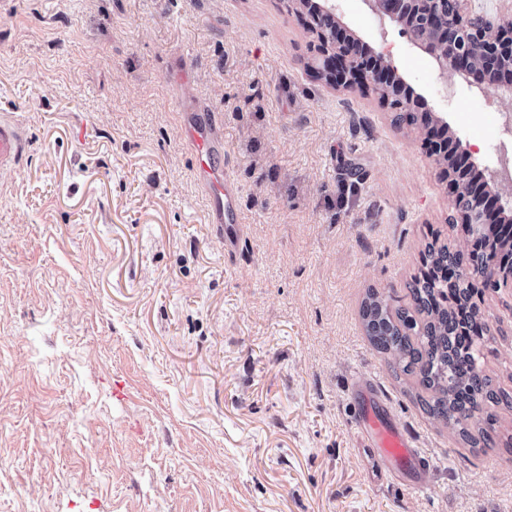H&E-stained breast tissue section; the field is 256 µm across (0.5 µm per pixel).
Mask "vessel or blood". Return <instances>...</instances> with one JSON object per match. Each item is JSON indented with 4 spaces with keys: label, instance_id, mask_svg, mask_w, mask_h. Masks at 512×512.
I'll return each instance as SVG.
<instances>
[{
    "label": "vessel or blood",
    "instance_id": "vessel-or-blood-1",
    "mask_svg": "<svg viewBox=\"0 0 512 512\" xmlns=\"http://www.w3.org/2000/svg\"><path fill=\"white\" fill-rule=\"evenodd\" d=\"M184 138L194 155L197 180L205 194L206 220L223 225L224 250L235 252L242 237L239 189L222 160L223 122L219 116L206 113L185 126ZM26 146L22 124L13 116L1 113L0 171L19 165ZM353 392L363 402L357 427L362 434L369 478L376 484L391 477L414 480L424 468L422 454L412 437L393 422L382 390L374 383L358 382Z\"/></svg>",
    "mask_w": 512,
    "mask_h": 512
}]
</instances>
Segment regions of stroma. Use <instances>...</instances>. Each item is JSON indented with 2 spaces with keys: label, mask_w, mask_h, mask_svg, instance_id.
<instances>
[{
  "label": "stroma",
  "mask_w": 512,
  "mask_h": 512,
  "mask_svg": "<svg viewBox=\"0 0 512 512\" xmlns=\"http://www.w3.org/2000/svg\"><path fill=\"white\" fill-rule=\"evenodd\" d=\"M337 7L495 167L512 96ZM316 45L285 0H0V113L28 136L0 172V512H512V409L471 448L360 316L371 289L408 304L432 239L465 246L454 197L422 123L318 77ZM200 103L240 188L233 259L182 139ZM482 309L483 369L512 394V288ZM359 377L430 460L424 487L369 482Z\"/></svg>",
  "instance_id": "1"
}]
</instances>
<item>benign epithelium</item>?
I'll use <instances>...</instances> for the list:
<instances>
[{"label":"benign epithelium","instance_id":"obj_1","mask_svg":"<svg viewBox=\"0 0 512 512\" xmlns=\"http://www.w3.org/2000/svg\"><path fill=\"white\" fill-rule=\"evenodd\" d=\"M472 0H454L448 9L446 0H362L378 18L408 32L407 21L416 14L426 19L432 35L410 37L412 44L423 48L442 71L451 70L464 81L480 90L486 85L479 81L476 64L469 50L480 45L496 58L509 59L512 71V16L471 14ZM288 12L307 17L306 25L319 39L317 74L326 82L346 90H365L378 84L377 75L364 67L357 53L361 40L355 35L344 39L339 35L340 18L335 0H288ZM431 124L427 129L426 144L436 161L448 158L458 161L471 158V150L461 138L450 132L444 119L429 111ZM512 221V195L503 194L486 186L477 187L471 216L459 223H468L469 240L480 237L482 225L505 224ZM486 275L494 281L512 282V266L491 259Z\"/></svg>","mask_w":512,"mask_h":512}]
</instances>
